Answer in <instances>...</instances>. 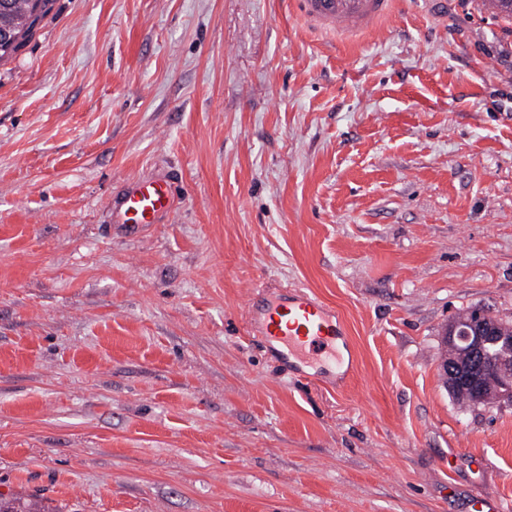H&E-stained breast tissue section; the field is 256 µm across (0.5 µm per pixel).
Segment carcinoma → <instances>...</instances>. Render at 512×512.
I'll return each mask as SVG.
<instances>
[{"label": "carcinoma", "mask_w": 512, "mask_h": 512, "mask_svg": "<svg viewBox=\"0 0 512 512\" xmlns=\"http://www.w3.org/2000/svg\"><path fill=\"white\" fill-rule=\"evenodd\" d=\"M52 0H0V61L17 52L50 12ZM0 512H48L29 497L0 496Z\"/></svg>", "instance_id": "obj_1"}]
</instances>
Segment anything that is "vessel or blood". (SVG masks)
<instances>
[{"instance_id":"1","label":"vessel or blood","mask_w":512,"mask_h":512,"mask_svg":"<svg viewBox=\"0 0 512 512\" xmlns=\"http://www.w3.org/2000/svg\"><path fill=\"white\" fill-rule=\"evenodd\" d=\"M294 7L317 33L357 37L375 31L394 12L397 0H293ZM174 189L165 177L129 183L112 199L114 227L134 237L169 216ZM251 333L275 349L284 371H300L298 353L335 355L347 343L343 318L307 289L266 290L263 304L249 305Z\"/></svg>"}]
</instances>
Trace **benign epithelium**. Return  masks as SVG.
Wrapping results in <instances>:
<instances>
[{"label": "benign epithelium", "mask_w": 512, "mask_h": 512, "mask_svg": "<svg viewBox=\"0 0 512 512\" xmlns=\"http://www.w3.org/2000/svg\"><path fill=\"white\" fill-rule=\"evenodd\" d=\"M446 349L455 348L460 357L443 356L439 369L451 393H470L471 405L512 402V324L479 311L462 326L450 320L443 333ZM499 346L494 354L488 346Z\"/></svg>", "instance_id": "1"}]
</instances>
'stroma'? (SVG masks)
<instances>
[{
	"instance_id": "1",
	"label": "stroma",
	"mask_w": 512,
	"mask_h": 512,
	"mask_svg": "<svg viewBox=\"0 0 512 512\" xmlns=\"http://www.w3.org/2000/svg\"><path fill=\"white\" fill-rule=\"evenodd\" d=\"M163 173L170 217L114 234L113 192ZM268 282L335 309L350 354L289 378L245 321ZM467 307L512 323V23L488 0H398L354 39L289 0H54L0 61V494L512 503V404L438 372Z\"/></svg>"
}]
</instances>
